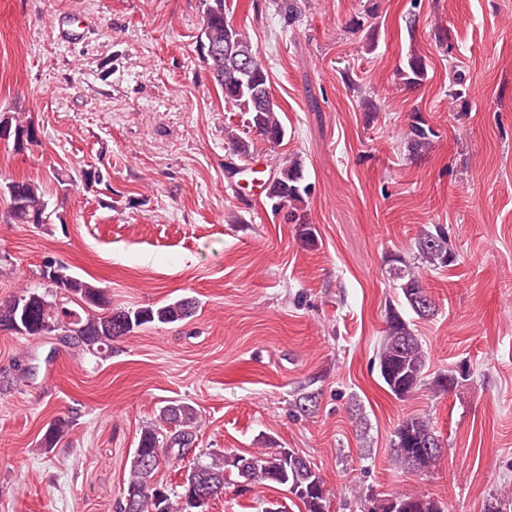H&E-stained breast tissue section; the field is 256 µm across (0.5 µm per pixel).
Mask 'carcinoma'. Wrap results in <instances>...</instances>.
<instances>
[{
  "label": "carcinoma",
  "mask_w": 512,
  "mask_h": 512,
  "mask_svg": "<svg viewBox=\"0 0 512 512\" xmlns=\"http://www.w3.org/2000/svg\"><path fill=\"white\" fill-rule=\"evenodd\" d=\"M227 0H202V18L198 50L224 94V102L242 112V132L225 127L224 135L233 155L250 156V136L260 137L270 150L280 146L285 135L279 119L280 107L269 84L268 71L246 33L226 20ZM428 74L427 57L411 51L402 59L397 76L406 85H419ZM14 125V145L23 149L38 142L32 122L1 115L0 125ZM436 133L422 114L414 113L404 133L408 155L418 157L433 145ZM312 185L306 182L302 161L289 160L276 167L266 199L274 213L284 212L287 223L296 227V237L304 247L315 242V228L309 224L305 203ZM9 198V215L14 224H47L51 214L42 186L29 180H12L3 188ZM415 261L395 255L387 268L389 278L402 294L400 307L388 309L386 326L376 352L379 377L388 392L403 400L425 384L427 354L405 318L411 312L421 319L436 314V302L418 274L426 265L444 268L456 255L448 233L437 225L423 230L415 238ZM61 288L68 298L82 303L84 314L47 305L35 292L0 303V330L10 331L14 324L26 322L27 334L39 336L47 329L60 330L92 353L112 350V343L151 323L171 324L192 316L195 301L181 298L160 306L137 309L112 307L107 292L87 281L65 276ZM466 380L462 370L450 369L433 376L436 393H448ZM198 411L188 403L174 401L162 409L160 424L141 430L134 448L128 477L123 484L116 512H205L207 503L224 493V483L235 474L248 486H279L299 500L305 512H327L332 491L312 464L296 451L276 448L249 454L213 451L198 458L181 475L177 488L156 479L164 465L176 468L192 451ZM69 429V421L56 419L49 424L41 448H53ZM444 447L430 419L421 415L403 418L391 439L392 461L404 472L425 476L436 465ZM208 490L206 502L197 504L200 491ZM363 512H449L442 502L416 491L385 495L367 490L363 495ZM485 512H512V494L503 493L489 499Z\"/></svg>",
  "instance_id": "obj_1"
}]
</instances>
